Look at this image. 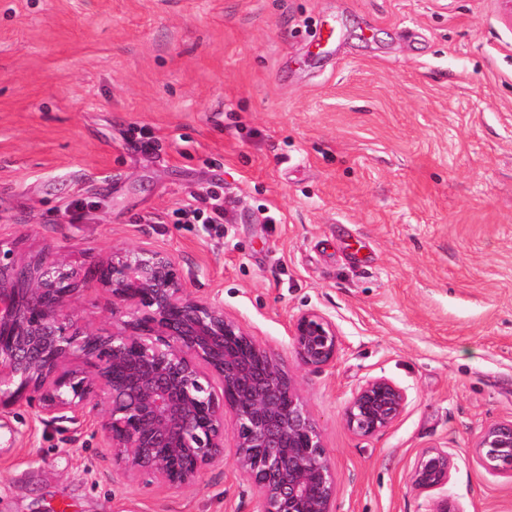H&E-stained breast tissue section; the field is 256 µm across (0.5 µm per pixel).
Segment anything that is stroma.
<instances>
[{"instance_id": "1", "label": "stroma", "mask_w": 512, "mask_h": 512, "mask_svg": "<svg viewBox=\"0 0 512 512\" xmlns=\"http://www.w3.org/2000/svg\"><path fill=\"white\" fill-rule=\"evenodd\" d=\"M331 24L336 41L315 49ZM222 205L220 224L176 209ZM0 243L85 273L115 247L173 254L296 377L337 512H424L428 447L462 512H512L473 448L512 420V25L503 0H0ZM83 329L112 298L76 289ZM315 309L340 349L300 367ZM407 388L364 438L366 379ZM232 452L189 487L112 466L96 423L0 412V512H258ZM291 337L295 358L301 366L318 370L336 360L339 336L336 326L322 313L307 310L296 316ZM407 401L405 388L387 377H372L353 391L345 408V420L356 435L372 437L400 417ZM455 468L448 449L429 447L418 453L410 471V483L420 495L425 494L424 512H462L459 505L448 498L447 487ZM436 492L444 494L435 497Z\"/></svg>"}]
</instances>
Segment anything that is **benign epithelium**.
<instances>
[{"mask_svg":"<svg viewBox=\"0 0 512 512\" xmlns=\"http://www.w3.org/2000/svg\"><path fill=\"white\" fill-rule=\"evenodd\" d=\"M89 278L112 297V333L84 331L70 308L74 271L59 254L20 263L0 242V411L26 404L52 420H99L112 466L171 487L195 484L224 459L252 483L260 512H336V472L297 383L280 359L224 307L185 287L178 261L150 246L112 249ZM295 358L318 370L336 360L339 336L307 310L291 328ZM407 390L379 376L345 408L348 427L372 437L402 414ZM475 453L493 474L512 476V420L491 424ZM453 455L423 449L411 486L424 512H463L445 488Z\"/></svg>","mask_w":512,"mask_h":512,"instance_id":"7a95c632","label":"benign epithelium"}]
</instances>
